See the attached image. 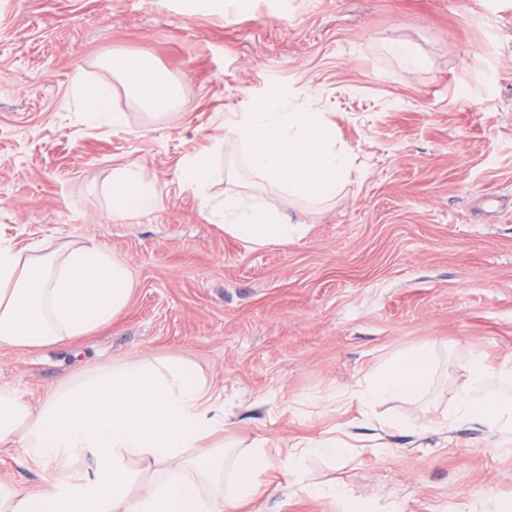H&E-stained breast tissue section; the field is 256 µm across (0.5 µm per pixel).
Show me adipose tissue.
Returning a JSON list of instances; mask_svg holds the SVG:
<instances>
[{"instance_id": "adipose-tissue-1", "label": "adipose tissue", "mask_w": 512, "mask_h": 512, "mask_svg": "<svg viewBox=\"0 0 512 512\" xmlns=\"http://www.w3.org/2000/svg\"><path fill=\"white\" fill-rule=\"evenodd\" d=\"M126 94L143 109L175 117L182 89L147 55H115L107 62ZM84 123L111 129L126 116L111 107L112 89L75 73ZM246 150L249 171L288 201H324L353 169L337 147L334 128L315 108L289 111L279 96L252 99L247 111L225 127ZM215 151L186 157L179 180L201 197L212 223L244 244L285 245L304 234L303 224L282 220L265 204L247 205L236 190L209 195ZM158 204L147 174L112 173V215L130 218ZM134 282L120 260L95 243L46 253L17 251L0 241V349L43 348L69 342L108 324L127 306ZM432 372L427 351H407L384 364L357 396L361 403L414 399ZM512 380V359L489 369L483 359L467 363V381L456 394L449 424L476 422L494 436L512 435V402L488 389L492 377ZM224 401L180 357L131 360L86 371L52 390L31 408L0 388V445L60 464L91 458L95 468L81 483L14 490L0 499V512H237L264 497L260 480L272 464L264 448L241 451L228 437ZM222 436L205 455L203 441Z\"/></svg>"}]
</instances>
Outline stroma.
I'll use <instances>...</instances> for the list:
<instances>
[{
    "label": "stroma",
    "mask_w": 512,
    "mask_h": 512,
    "mask_svg": "<svg viewBox=\"0 0 512 512\" xmlns=\"http://www.w3.org/2000/svg\"><path fill=\"white\" fill-rule=\"evenodd\" d=\"M424 59L410 73L391 43ZM146 54L183 86L176 119L153 117L106 60ZM113 86L125 126L86 127L70 79ZM315 101L356 168L325 205L288 203L307 231L252 248L226 235L176 177L215 141L209 192L244 174L224 124L251 99ZM118 167L159 201L112 216ZM0 238L53 250L95 242L135 290L112 321L73 341L0 350V387L31 406L85 370L134 358L194 362L224 398L240 447L263 444L277 491L242 512H337L294 488L288 446L327 436L349 452L307 464L367 512H512V444L478 424L442 431L470 358L512 356V0H0ZM411 349L433 353L422 400L361 406L350 394ZM397 420L381 432L380 422ZM0 446V487L75 482Z\"/></svg>",
    "instance_id": "stroma-1"
}]
</instances>
